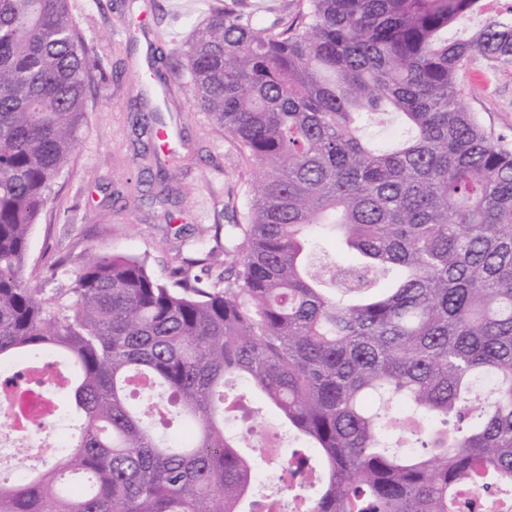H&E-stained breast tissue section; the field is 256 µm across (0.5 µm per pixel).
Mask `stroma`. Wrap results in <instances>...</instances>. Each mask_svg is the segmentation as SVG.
<instances>
[{"mask_svg": "<svg viewBox=\"0 0 512 512\" xmlns=\"http://www.w3.org/2000/svg\"><path fill=\"white\" fill-rule=\"evenodd\" d=\"M143 0H70L85 45L99 58L89 77L87 123L72 170L58 179L46 211L30 237L26 276L43 297L68 288L75 259L92 253L145 259L152 274L168 281L172 267L195 257L199 247L223 250L219 228L244 207L248 176L238 150L207 113L190 106L176 52L213 0H150L151 61L176 72L161 117L172 124L177 159L158 168L140 155L137 105L149 94L138 79L141 45L125 26ZM462 102L512 146V67L472 59L461 77ZM166 180L176 198L162 205L145 194Z\"/></svg>", "mask_w": 512, "mask_h": 512, "instance_id": "stroma-1", "label": "stroma"}]
</instances>
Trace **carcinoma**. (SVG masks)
Returning <instances> with one entry per match:
<instances>
[{
  "mask_svg": "<svg viewBox=\"0 0 512 512\" xmlns=\"http://www.w3.org/2000/svg\"><path fill=\"white\" fill-rule=\"evenodd\" d=\"M177 52L256 175L232 260L162 282L96 253L50 301L29 235L96 60L69 0H0V364L67 357L82 417L54 464L0 479V512H512V149L459 101L474 55L512 67V0H295L270 22L224 0ZM327 224L357 256L339 271L308 232ZM229 378L308 443L279 460L289 504L224 429ZM173 418L188 435L159 434ZM472 483L490 502L455 499Z\"/></svg>",
  "mask_w": 512,
  "mask_h": 512,
  "instance_id": "obj_1",
  "label": "carcinoma"
}]
</instances>
